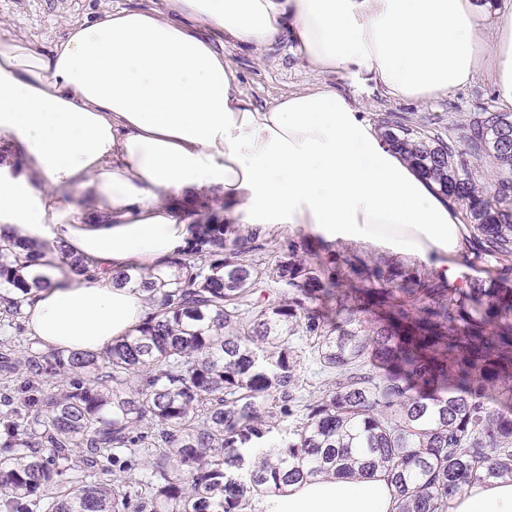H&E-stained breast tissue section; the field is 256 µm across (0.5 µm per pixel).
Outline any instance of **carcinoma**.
Returning <instances> with one entry per match:
<instances>
[{"mask_svg": "<svg viewBox=\"0 0 512 512\" xmlns=\"http://www.w3.org/2000/svg\"><path fill=\"white\" fill-rule=\"evenodd\" d=\"M382 136L464 207L469 245L495 275L461 287L431 271L239 224H197L199 247L120 284L157 311L103 352L0 351V512H254L281 485L377 468L395 512H447L478 479H512V178L476 188L471 160L512 172V113L458 140L397 119ZM53 266L0 237V307L20 318ZM68 272L93 262L65 255ZM319 386L306 391L304 367ZM276 447L259 457L252 449ZM27 448V453H16ZM118 471L120 481L95 479Z\"/></svg>", "mask_w": 512, "mask_h": 512, "instance_id": "carcinoma-1", "label": "carcinoma"}]
</instances>
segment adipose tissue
Here are the masks:
<instances>
[{
  "label": "adipose tissue",
  "instance_id": "ef3b65f1",
  "mask_svg": "<svg viewBox=\"0 0 512 512\" xmlns=\"http://www.w3.org/2000/svg\"><path fill=\"white\" fill-rule=\"evenodd\" d=\"M256 51L289 40L323 80L254 107L207 37ZM487 78L512 110V8L500 0H161L67 26L47 51L0 38V236L91 259L24 306L49 350L100 352L152 316L116 270H159L195 244L193 211L264 232L304 225L386 248L442 279L467 234L460 211L385 143L344 82L425 103ZM382 471L291 483L265 512H394ZM447 512H512V481L481 480Z\"/></svg>",
  "mask_w": 512,
  "mask_h": 512
}]
</instances>
